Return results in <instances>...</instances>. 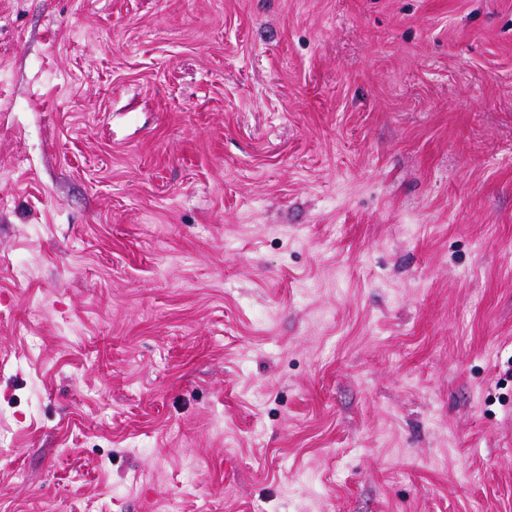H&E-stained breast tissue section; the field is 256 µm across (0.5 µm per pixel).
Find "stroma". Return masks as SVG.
<instances>
[{
  "label": "stroma",
  "instance_id": "stroma-1",
  "mask_svg": "<svg viewBox=\"0 0 512 512\" xmlns=\"http://www.w3.org/2000/svg\"><path fill=\"white\" fill-rule=\"evenodd\" d=\"M0 512H512V0H0Z\"/></svg>",
  "mask_w": 512,
  "mask_h": 512
}]
</instances>
